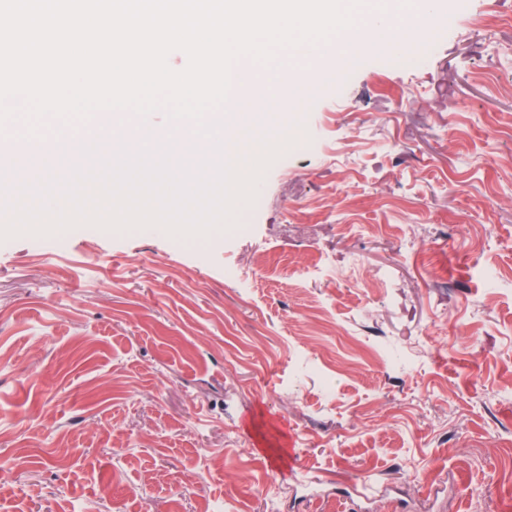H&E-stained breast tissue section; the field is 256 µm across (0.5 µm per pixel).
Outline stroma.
Returning a JSON list of instances; mask_svg holds the SVG:
<instances>
[{
  "label": "stroma",
  "mask_w": 512,
  "mask_h": 512,
  "mask_svg": "<svg viewBox=\"0 0 512 512\" xmlns=\"http://www.w3.org/2000/svg\"><path fill=\"white\" fill-rule=\"evenodd\" d=\"M435 25L320 58L232 230L0 242V512H512V0Z\"/></svg>",
  "instance_id": "obj_1"
}]
</instances>
